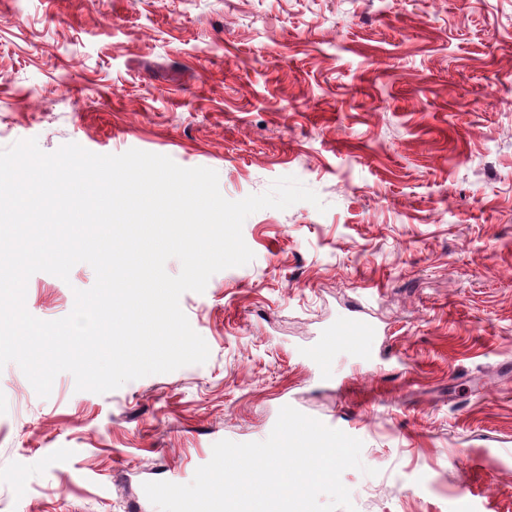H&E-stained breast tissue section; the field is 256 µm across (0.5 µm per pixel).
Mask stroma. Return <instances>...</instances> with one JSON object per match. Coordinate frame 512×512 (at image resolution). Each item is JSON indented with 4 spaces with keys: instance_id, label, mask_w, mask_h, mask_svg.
I'll list each match as a JSON object with an SVG mask.
<instances>
[{
    "instance_id": "35a3bbf8",
    "label": "stroma",
    "mask_w": 512,
    "mask_h": 512,
    "mask_svg": "<svg viewBox=\"0 0 512 512\" xmlns=\"http://www.w3.org/2000/svg\"><path fill=\"white\" fill-rule=\"evenodd\" d=\"M31 138L320 202L253 213V260L182 294L205 363L46 398L1 368L0 512H158L143 483L286 405L362 441L356 512H512V0H0V150ZM95 279L35 273L26 308ZM356 302L391 359L303 362Z\"/></svg>"
}]
</instances>
